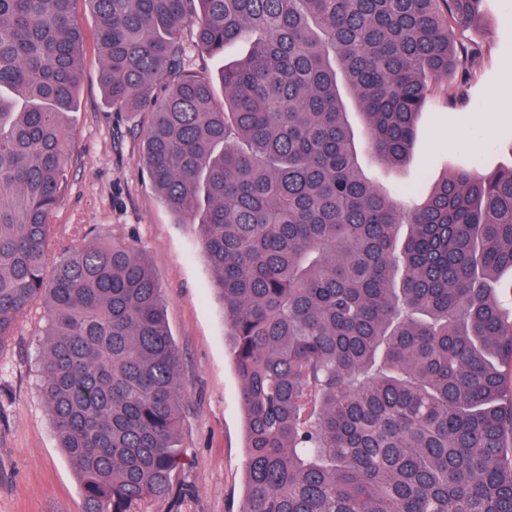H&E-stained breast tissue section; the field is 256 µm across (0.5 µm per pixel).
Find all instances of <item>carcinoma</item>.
<instances>
[{"mask_svg": "<svg viewBox=\"0 0 512 512\" xmlns=\"http://www.w3.org/2000/svg\"><path fill=\"white\" fill-rule=\"evenodd\" d=\"M91 2L105 97L149 111L140 161L217 276L246 413L239 512H512V166L457 169L409 207L359 160L404 165L427 97L466 92L483 45L458 43L484 0ZM74 3L0 0V352L42 305L41 392L82 512H140L186 494V395L147 261L118 239L61 246L52 224ZM188 27L211 56L249 44L221 105L185 66Z\"/></svg>", "mask_w": 512, "mask_h": 512, "instance_id": "carcinoma-1", "label": "carcinoma"}]
</instances>
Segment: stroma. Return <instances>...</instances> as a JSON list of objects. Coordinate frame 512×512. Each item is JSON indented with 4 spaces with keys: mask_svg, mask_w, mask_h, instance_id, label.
I'll return each instance as SVG.
<instances>
[{
    "mask_svg": "<svg viewBox=\"0 0 512 512\" xmlns=\"http://www.w3.org/2000/svg\"><path fill=\"white\" fill-rule=\"evenodd\" d=\"M84 33L78 106L67 190L54 213L61 243L79 231L120 238L149 261L165 296L166 319L181 356L188 394L181 426L188 492L179 512H238L245 485V412L224 324L216 275L194 225L180 222L138 159L148 112H118L99 85L97 19L77 0ZM477 34L483 53L464 101L429 97L417 120L409 161L391 168L371 155L364 170L382 190L425 197L455 168L493 170L512 164V0H485ZM44 323L34 306L9 349L0 352V512H81V487L59 446L39 392Z\"/></svg>",
    "mask_w": 512,
    "mask_h": 512,
    "instance_id": "stroma-1",
    "label": "stroma"
}]
</instances>
